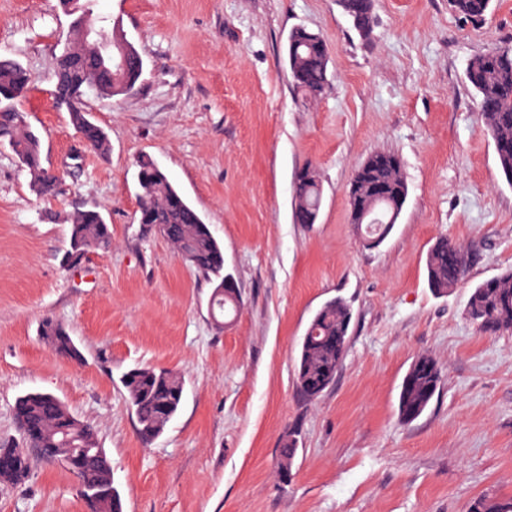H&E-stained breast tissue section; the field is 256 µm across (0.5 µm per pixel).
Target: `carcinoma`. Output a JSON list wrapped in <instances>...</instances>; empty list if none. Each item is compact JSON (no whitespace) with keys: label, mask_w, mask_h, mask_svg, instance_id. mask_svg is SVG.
Instances as JSON below:
<instances>
[{"label":"carcinoma","mask_w":512,"mask_h":512,"mask_svg":"<svg viewBox=\"0 0 512 512\" xmlns=\"http://www.w3.org/2000/svg\"><path fill=\"white\" fill-rule=\"evenodd\" d=\"M492 0H450L459 16L482 20ZM81 7L89 23L99 21L94 13V0H60L64 10L70 4ZM340 6L362 36L374 25L372 0H340ZM288 70L294 86L309 97H318L328 81L329 54L322 38L304 27L294 28L288 36ZM143 59L130 57L117 81L100 79L102 75L97 48L72 37L56 58L53 94L56 103L66 108L79 133V144L103 153L109 148L105 130L91 121L84 110L85 86L94 85L95 94L115 98L133 90L143 72ZM466 78L474 91L484 123L495 145L498 165L506 180L512 183V48L479 55L468 63ZM30 83L27 70L16 60L0 58V145H7L21 165L33 177L37 194L59 193L61 180L44 166L40 139L26 120L17 103ZM372 179L391 187L385 198H376L357 182H351L349 204L351 222L364 220L368 246H379L394 227V208L405 203L406 182L401 166L380 168L368 157ZM140 206L149 212V223L159 225L161 234L175 248L177 255L200 272L213 285L210 309L213 317L238 311L239 301L224 293V255L221 244L213 236L194 208L171 184L167 176L150 159L138 162ZM294 206L319 213L322 190L317 173L308 169L300 173L293 186ZM112 247V231L102 214L94 209L76 212L70 222L69 249L63 263L71 266L92 250L108 251ZM467 254L446 238L438 239L427 256L430 287L443 294L465 276ZM467 314L486 333L512 331V271L490 279L473 289L467 303ZM351 309L341 299L326 302L313 316L302 337L295 359L297 390L307 399H315L335 381L348 346ZM45 343L61 357L81 359V353L62 323L47 318L41 325ZM429 364L413 388L401 386L398 412L401 420L420 416L428 407L441 383V368L430 357ZM128 403L134 412L138 433L145 441L158 437L175 417L183 399L184 384L176 373L155 367H136L122 376ZM13 415L23 441L19 445L0 444V482L17 484L28 478L31 462H46L80 457L85 464L78 471L86 491L90 512H122V501L116 489H107L111 466L105 450L99 447L94 427L77 418L58 397L47 392H31L17 398ZM299 452L297 431L289 429L280 441L279 469L286 477ZM468 512H512V500L502 501L483 495L468 506Z\"/></svg>","instance_id":"obj_1"}]
</instances>
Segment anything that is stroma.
<instances>
[{
  "label": "stroma",
  "instance_id": "stroma-1",
  "mask_svg": "<svg viewBox=\"0 0 512 512\" xmlns=\"http://www.w3.org/2000/svg\"><path fill=\"white\" fill-rule=\"evenodd\" d=\"M144 59L135 90L89 96L109 150L69 156L79 141L51 90L70 35L58 0H0V56L30 75L20 101L62 192L39 199L0 146V442L20 441L16 399L58 396L92 423L123 512H466L478 496L512 499V331L481 332L467 315L479 284L512 271V185L466 79L469 61L512 45V0L460 19L448 0H373L369 37L337 0H97ZM329 47L318 98L291 83L288 35ZM400 157L407 199L387 238L366 247L349 187L370 155ZM151 158L224 248L240 295L217 325L213 291L152 226L139 221L137 164ZM316 171V223H294L293 184ZM95 209L109 251L60 264L75 211ZM468 252L447 294L428 284L439 238ZM343 298L352 320L334 384L300 395L294 359L315 312ZM82 354L57 356L44 318ZM441 384L412 422L398 414L415 359ZM178 372L184 395L163 433L143 442L120 382L135 367ZM302 447L278 474L284 432ZM0 512H85L77 479L40 462L0 483Z\"/></svg>",
  "mask_w": 512,
  "mask_h": 512
}]
</instances>
